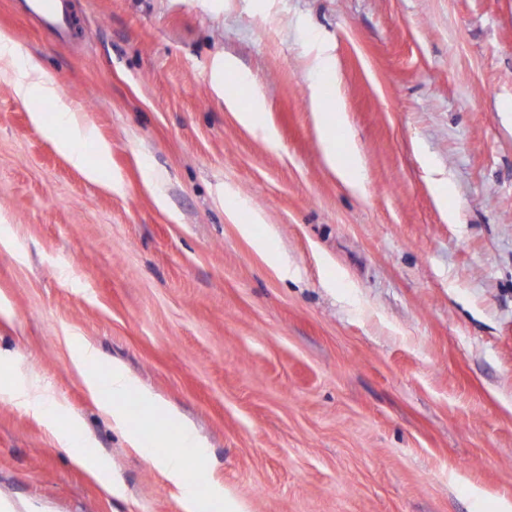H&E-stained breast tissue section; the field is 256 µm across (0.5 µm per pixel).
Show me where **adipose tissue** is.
<instances>
[{
    "instance_id": "ef3b65f1",
    "label": "adipose tissue",
    "mask_w": 512,
    "mask_h": 512,
    "mask_svg": "<svg viewBox=\"0 0 512 512\" xmlns=\"http://www.w3.org/2000/svg\"><path fill=\"white\" fill-rule=\"evenodd\" d=\"M0 79L12 88L14 95L26 103L53 102L56 108V124L65 134L56 139L57 148L69 162L84 172L90 181H98L99 170L90 166L85 152L86 146H94L99 157H107L108 145L103 142L95 127L81 119L70 102L60 93L57 85L49 80L40 62L32 56L22 54L6 32H0ZM175 451L156 456L155 461L179 484L184 500L196 504L197 496L185 478L183 449L197 447L194 432L187 426H179L172 435Z\"/></svg>"
}]
</instances>
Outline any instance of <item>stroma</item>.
Wrapping results in <instances>:
<instances>
[{"mask_svg": "<svg viewBox=\"0 0 512 512\" xmlns=\"http://www.w3.org/2000/svg\"><path fill=\"white\" fill-rule=\"evenodd\" d=\"M74 3L82 40L18 0L0 30L96 127L110 154L88 161L121 187L71 166L52 103L0 80V372L39 380L122 492L0 391V512H186L78 339L133 379L125 411L145 416L144 391L173 410L155 439L194 431L201 500L512 506V0ZM318 86L364 190L327 160Z\"/></svg>", "mask_w": 512, "mask_h": 512, "instance_id": "obj_1", "label": "stroma"}]
</instances>
